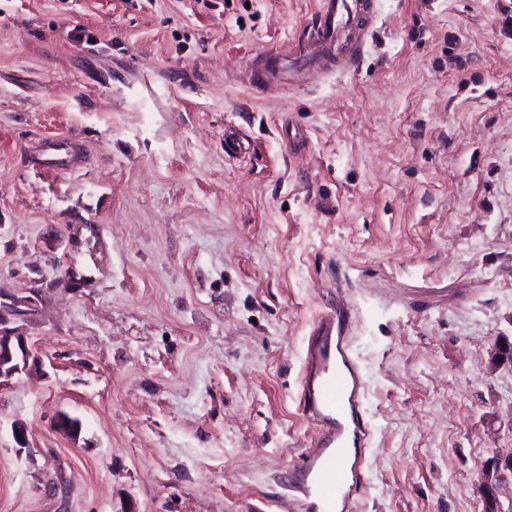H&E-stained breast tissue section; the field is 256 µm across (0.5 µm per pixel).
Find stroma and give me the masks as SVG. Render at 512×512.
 Masks as SVG:
<instances>
[{"mask_svg":"<svg viewBox=\"0 0 512 512\" xmlns=\"http://www.w3.org/2000/svg\"><path fill=\"white\" fill-rule=\"evenodd\" d=\"M318 4L0 0V293L32 298L38 361L0 387V512H290L303 340L339 303L355 512H483L512 448V0H380L356 71L252 92ZM512 343L507 338L498 340L488 354V370L494 372L510 364ZM478 488L490 512L499 511L500 497L512 489V449L498 451L484 464Z\"/></svg>","mask_w":512,"mask_h":512,"instance_id":"stroma-1","label":"stroma"}]
</instances>
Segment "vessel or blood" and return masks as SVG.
<instances>
[{
	"label": "vessel or blood",
	"instance_id": "b4317fda",
	"mask_svg": "<svg viewBox=\"0 0 512 512\" xmlns=\"http://www.w3.org/2000/svg\"><path fill=\"white\" fill-rule=\"evenodd\" d=\"M378 0H320L303 40L288 52L253 57L247 67L252 90L270 76L315 65L344 51L350 66L361 62ZM349 305L329 308L305 338L298 395L316 430L297 464L293 488L309 512H354L361 495L372 428L366 419L365 379L354 349Z\"/></svg>",
	"mask_w": 512,
	"mask_h": 512
}]
</instances>
